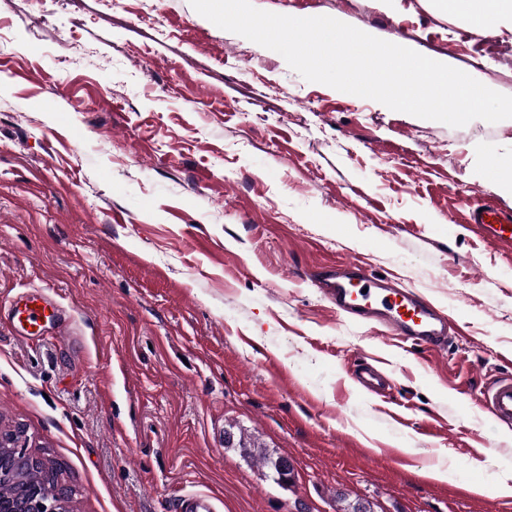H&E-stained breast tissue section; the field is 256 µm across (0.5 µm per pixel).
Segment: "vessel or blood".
<instances>
[{
  "label": "vessel or blood",
  "instance_id": "obj_1",
  "mask_svg": "<svg viewBox=\"0 0 512 512\" xmlns=\"http://www.w3.org/2000/svg\"><path fill=\"white\" fill-rule=\"evenodd\" d=\"M471 220L481 235L494 244H512V212L492 204L472 210ZM322 292L337 313L362 322H377L387 334L396 335L413 347L444 348L449 336L447 317L418 293L402 289L386 277L370 272L359 263H347L324 271ZM0 320L23 338L41 335L48 322H57L58 335H66L67 320L59 318L55 301L45 293H25L0 309ZM354 379L371 392L389 394L388 379L375 368L356 373ZM484 409L499 424L512 425V376H500L485 388ZM217 498L200 491L185 493L176 512H217Z\"/></svg>",
  "mask_w": 512,
  "mask_h": 512
}]
</instances>
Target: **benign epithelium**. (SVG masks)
<instances>
[{"instance_id":"7a95c632","label":"benign epithelium","mask_w":512,"mask_h":512,"mask_svg":"<svg viewBox=\"0 0 512 512\" xmlns=\"http://www.w3.org/2000/svg\"><path fill=\"white\" fill-rule=\"evenodd\" d=\"M23 430L6 435L0 431V476H15L26 469L37 468L45 473L44 483L28 484L22 495L0 500V512H29L32 501H37V512H65V486L50 485L51 466L20 444Z\"/></svg>"}]
</instances>
